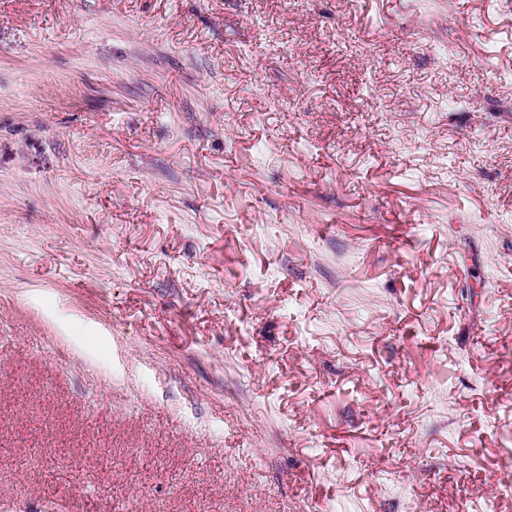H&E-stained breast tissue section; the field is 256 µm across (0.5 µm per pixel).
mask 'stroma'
I'll list each match as a JSON object with an SVG mask.
<instances>
[{
  "mask_svg": "<svg viewBox=\"0 0 512 512\" xmlns=\"http://www.w3.org/2000/svg\"><path fill=\"white\" fill-rule=\"evenodd\" d=\"M0 512H512V0H0Z\"/></svg>",
  "mask_w": 512,
  "mask_h": 512,
  "instance_id": "1",
  "label": "stroma"
}]
</instances>
